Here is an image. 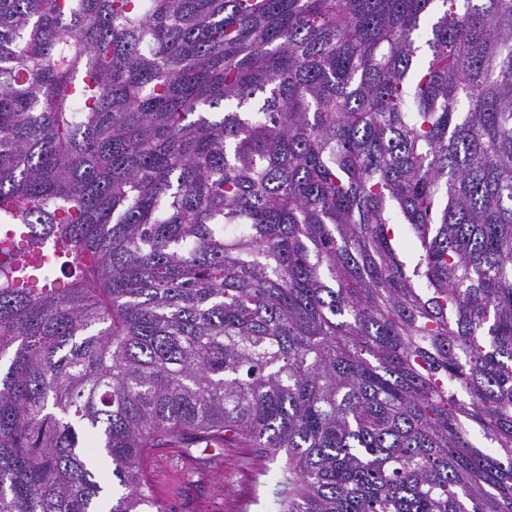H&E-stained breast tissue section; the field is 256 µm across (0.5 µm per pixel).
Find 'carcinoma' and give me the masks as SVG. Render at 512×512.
<instances>
[{
	"label": "carcinoma",
	"instance_id": "1",
	"mask_svg": "<svg viewBox=\"0 0 512 512\" xmlns=\"http://www.w3.org/2000/svg\"><path fill=\"white\" fill-rule=\"evenodd\" d=\"M512 512V0H0V512ZM205 445L197 448L195 455L201 457L224 456V486L218 485L215 491L224 494L221 511H214L211 499V473L207 469L199 470L193 479L192 498L194 510H186L180 504H168V512H269L264 495V483L270 482L269 476H262L265 461L260 458L262 448H254L249 442H224V446L212 445L204 453ZM222 448V449H221ZM248 461L251 465H248ZM243 500L249 501L247 510H241ZM178 465H181L182 468H188L194 466L195 461L181 456L177 448H168L165 456L154 457L150 460L149 479L159 498H163L166 495L174 467Z\"/></svg>",
	"mask_w": 512,
	"mask_h": 512
}]
</instances>
